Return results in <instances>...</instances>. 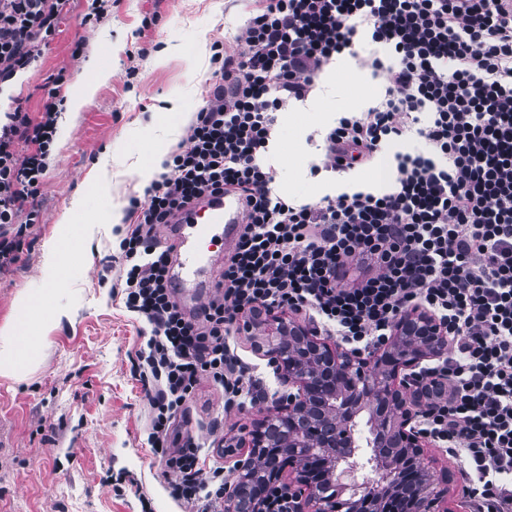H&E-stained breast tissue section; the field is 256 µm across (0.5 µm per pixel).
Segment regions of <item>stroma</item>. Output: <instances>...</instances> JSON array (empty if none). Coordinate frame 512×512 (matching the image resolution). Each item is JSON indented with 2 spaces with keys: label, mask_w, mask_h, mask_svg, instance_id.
<instances>
[{
  "label": "stroma",
  "mask_w": 512,
  "mask_h": 512,
  "mask_svg": "<svg viewBox=\"0 0 512 512\" xmlns=\"http://www.w3.org/2000/svg\"><path fill=\"white\" fill-rule=\"evenodd\" d=\"M254 7V0H114L110 16L90 26L81 22L87 0H71L41 57L0 93V113L20 103L34 115L43 109L51 77L63 75L60 93L67 98L80 93L87 65L109 73L74 119H59L37 198L39 222L29 229L21 260L0 272L1 326L11 321L21 292L41 287L42 253L57 224L67 218L100 227L78 241L67 281L76 291L74 312L48 331L40 365L19 380L0 377V512H179L147 443L148 404L137 372L140 324L112 284L129 199L144 193L138 171L147 146L167 157L183 142L207 101L212 44L235 51L234 36ZM151 16L155 24L143 27ZM78 43L84 51L77 55ZM140 47L146 50L141 58L135 55ZM368 51L361 44L336 83L367 89L366 103L373 106L387 81L363 64ZM292 109L305 113L302 126L292 137L277 124L274 151L266 156L280 191L313 202L343 192L347 181L373 176L371 165L311 175L321 133L347 109L337 106L322 121L309 118L312 101ZM76 199L82 207L74 213ZM231 340L242 361L261 374L267 398L228 409L221 390L205 380L176 423L204 451L222 449L228 470L247 458L240 440L268 416L270 394L282 389L243 332L233 330ZM423 461L446 493L448 512H470L454 461L430 442Z\"/></svg>",
  "instance_id": "35a3bbf8"
}]
</instances>
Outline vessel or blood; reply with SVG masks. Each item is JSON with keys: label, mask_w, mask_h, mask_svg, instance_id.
<instances>
[{"label": "vessel or blood", "mask_w": 512, "mask_h": 512, "mask_svg": "<svg viewBox=\"0 0 512 512\" xmlns=\"http://www.w3.org/2000/svg\"><path fill=\"white\" fill-rule=\"evenodd\" d=\"M244 216L239 200L229 194L202 199L180 214L175 228L168 232L178 255V266L201 263L215 239H233Z\"/></svg>", "instance_id": "b4317fda"}]
</instances>
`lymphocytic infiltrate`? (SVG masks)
<instances>
[{
	"label": "lymphocytic infiltrate",
	"instance_id": "obj_1",
	"mask_svg": "<svg viewBox=\"0 0 512 512\" xmlns=\"http://www.w3.org/2000/svg\"><path fill=\"white\" fill-rule=\"evenodd\" d=\"M68 0H0V88L42 54ZM386 73L383 99L338 118L311 174L370 164L384 143L424 139L397 157L391 192H342L297 204L263 161L280 112L305 101L336 56ZM214 43L208 101L143 197L131 198L116 282L150 329L139 349L147 443L182 512H214L223 465L207 466L175 421L209 378L234 404L260 380L229 336L239 313L302 314L359 351L381 345L405 311L430 312L448 356L425 369L420 430L452 457L471 512H512V0H259L236 35ZM64 102L0 118V269L21 259ZM27 145L20 154L19 145ZM246 203L214 294L185 312L170 280L161 227L220 192Z\"/></svg>",
	"mask_w": 512,
	"mask_h": 512
}]
</instances>
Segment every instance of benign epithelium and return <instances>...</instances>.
<instances>
[{
	"mask_svg": "<svg viewBox=\"0 0 512 512\" xmlns=\"http://www.w3.org/2000/svg\"><path fill=\"white\" fill-rule=\"evenodd\" d=\"M243 330L297 392L272 398L273 412L249 434V457L227 477L232 491L225 512H263L261 488L295 474L298 512H390L382 504L396 492L412 512H442V491L423 463L410 390L422 384L400 377L421 360L441 357L448 340L438 323L419 310L392 325L386 347L355 357L318 338L286 310L261 306L246 313ZM372 440L359 453L361 414Z\"/></svg>",
	"mask_w": 512,
	"mask_h": 512,
	"instance_id": "1",
	"label": "benign epithelium"
}]
</instances>
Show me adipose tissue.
<instances>
[{
	"mask_svg": "<svg viewBox=\"0 0 512 512\" xmlns=\"http://www.w3.org/2000/svg\"><path fill=\"white\" fill-rule=\"evenodd\" d=\"M72 250L71 226L59 225L43 251L42 287L24 292L12 321L0 327V376L19 379L27 375L42 358L48 329L70 316L63 300L68 294L66 261Z\"/></svg>",
	"mask_w": 512,
	"mask_h": 512,
	"instance_id": "1",
	"label": "adipose tissue"
}]
</instances>
